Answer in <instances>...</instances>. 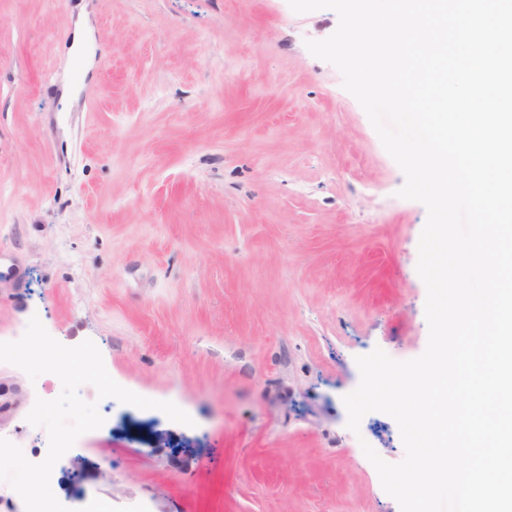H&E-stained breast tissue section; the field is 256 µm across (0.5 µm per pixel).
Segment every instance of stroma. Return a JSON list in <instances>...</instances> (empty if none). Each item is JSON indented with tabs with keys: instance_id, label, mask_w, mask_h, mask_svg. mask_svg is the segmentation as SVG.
Masks as SVG:
<instances>
[{
	"instance_id": "35a3bbf8",
	"label": "stroma",
	"mask_w": 512,
	"mask_h": 512,
	"mask_svg": "<svg viewBox=\"0 0 512 512\" xmlns=\"http://www.w3.org/2000/svg\"><path fill=\"white\" fill-rule=\"evenodd\" d=\"M89 74L61 80L79 0H0V336L39 317L193 426L112 405L52 491L152 512H400L347 427L358 356H420L425 206L288 0H89Z\"/></svg>"
}]
</instances>
